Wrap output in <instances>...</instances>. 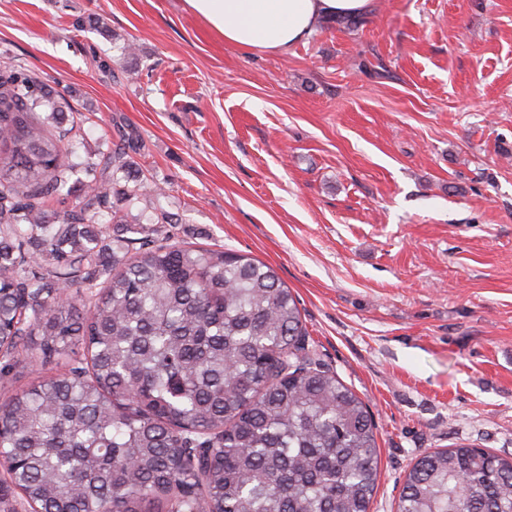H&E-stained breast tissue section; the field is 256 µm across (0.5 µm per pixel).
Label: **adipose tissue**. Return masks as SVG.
<instances>
[{
	"mask_svg": "<svg viewBox=\"0 0 512 512\" xmlns=\"http://www.w3.org/2000/svg\"><path fill=\"white\" fill-rule=\"evenodd\" d=\"M225 43L246 51L288 52L328 17L366 13L372 0H184Z\"/></svg>",
	"mask_w": 512,
	"mask_h": 512,
	"instance_id": "1",
	"label": "adipose tissue"
}]
</instances>
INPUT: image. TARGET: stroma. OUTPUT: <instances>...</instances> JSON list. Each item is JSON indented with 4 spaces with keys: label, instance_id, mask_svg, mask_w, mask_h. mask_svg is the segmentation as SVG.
<instances>
[{
    "label": "stroma",
    "instance_id": "1",
    "mask_svg": "<svg viewBox=\"0 0 512 512\" xmlns=\"http://www.w3.org/2000/svg\"><path fill=\"white\" fill-rule=\"evenodd\" d=\"M1 55L85 114L81 157L138 139L147 190L117 209L273 267L373 414L371 512L426 452L512 455V0H373L285 54L183 0H0ZM67 369L15 368L0 402Z\"/></svg>",
    "mask_w": 512,
    "mask_h": 512
}]
</instances>
